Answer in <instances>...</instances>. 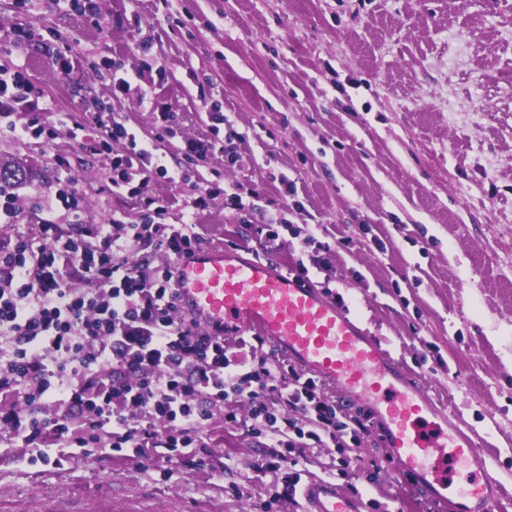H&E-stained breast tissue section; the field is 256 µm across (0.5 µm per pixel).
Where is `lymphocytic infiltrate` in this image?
I'll return each mask as SVG.
<instances>
[{
	"mask_svg": "<svg viewBox=\"0 0 512 512\" xmlns=\"http://www.w3.org/2000/svg\"><path fill=\"white\" fill-rule=\"evenodd\" d=\"M44 102L22 66L0 68V125L15 139L54 138L53 123L20 113L42 111ZM97 145L110 164V189L140 199L137 224L112 219L92 225L88 235L64 236L45 220L14 241L0 244V393L22 394L24 403L0 409V426L31 450V462L46 463L47 449L63 441L82 455L103 451L150 459L163 448L168 459L205 451L213 409L228 424H243L262 439L268 454L262 470L286 469L281 489L259 504L295 498L303 472L293 448H322L345 434L370 432L369 418L339 419L323 384L299 375L274 356L244 357L245 339L224 341L223 328L205 329L185 315L173 287V264L201 247L194 220L212 199L202 192L186 200L187 220L161 223L165 203L147 196L151 180L179 184L185 171L169 168L163 155L139 138L121 115L98 105ZM214 138L188 139L187 157L217 152L236 162L235 131H223L221 106L208 107ZM164 262H157V255ZM94 282L75 287L72 271ZM54 400L57 412L36 417L34 409ZM247 405V420L238 408ZM83 422L72 433L71 419Z\"/></svg>",
	"mask_w": 512,
	"mask_h": 512,
	"instance_id": "f902f5d3",
	"label": "lymphocytic infiltrate"
}]
</instances>
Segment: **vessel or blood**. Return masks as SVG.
Returning <instances> with one entry per match:
<instances>
[{"instance_id": "1", "label": "vessel or blood", "mask_w": 512, "mask_h": 512, "mask_svg": "<svg viewBox=\"0 0 512 512\" xmlns=\"http://www.w3.org/2000/svg\"><path fill=\"white\" fill-rule=\"evenodd\" d=\"M173 284L184 311L202 327L261 336L304 374L354 403L369 406L395 473L422 493L454 496L456 512H495L502 487L472 440L446 408L418 387L404 366L361 324L356 310L336 303L295 274L256 259H228L202 248L176 262ZM302 512H364L363 497L318 478L300 487Z\"/></svg>"}]
</instances>
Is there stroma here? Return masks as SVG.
Returning a JSON list of instances; mask_svg holds the SVG:
<instances>
[{"mask_svg": "<svg viewBox=\"0 0 512 512\" xmlns=\"http://www.w3.org/2000/svg\"><path fill=\"white\" fill-rule=\"evenodd\" d=\"M93 12L62 0H0V66L21 64L51 106L57 136L45 144L0 133V155L31 169L14 187L15 223L51 217L64 230L111 218L141 221L137 199L113 195L96 147L93 104L156 140L186 182L152 183L183 221L196 192L240 181L256 197L244 210L214 196L196 218L206 246L305 268L331 298L360 299L366 326L416 383L449 405L479 458L512 487V0H94ZM150 41L148 53L140 44ZM76 59L68 76L60 57ZM141 64L139 85L175 112L176 135L157 139L153 113L135 97L113 99L98 69ZM223 105L238 132L237 161L187 159V138L211 139L205 100ZM74 181L81 219L49 213L57 183ZM295 206L277 211L286 183ZM276 240L263 230L273 213ZM320 225L329 251L304 247ZM204 464L100 453L31 464L0 435V512H256L282 483L259 473L267 450L215 410ZM306 477L325 478L336 458L353 462L339 491L366 494L368 512H454L416 493L392 470L375 435L299 448ZM62 465H55V458ZM374 482H367V475ZM243 495L232 494V486Z\"/></svg>", "mask_w": 512, "mask_h": 512, "instance_id": "1", "label": "stroma"}]
</instances>
